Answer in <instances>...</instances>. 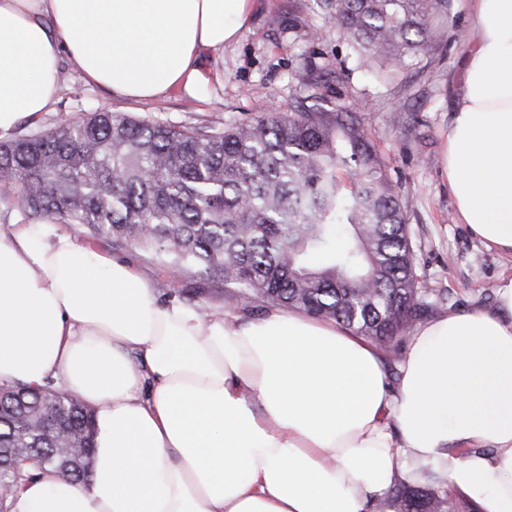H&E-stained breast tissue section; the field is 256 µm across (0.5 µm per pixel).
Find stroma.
Returning <instances> with one entry per match:
<instances>
[{"mask_svg":"<svg viewBox=\"0 0 512 512\" xmlns=\"http://www.w3.org/2000/svg\"><path fill=\"white\" fill-rule=\"evenodd\" d=\"M476 25L471 0H450L432 58L389 80L358 69L348 44L329 25L321 0H253L238 39L221 51L200 53L196 66L204 81L195 93L176 89L154 99H129L68 68L48 112L22 121L15 132L29 134L95 111L157 116L193 126L215 119L242 122L263 112H297L312 105L327 111L339 104L359 105L366 114L367 135L402 199L418 286L435 314L490 309L498 283L512 278V257L486 247L460 223L443 169ZM340 70L346 71L345 79H337ZM66 230L80 243L133 263L160 300L174 298L208 315L227 309L244 320L260 315L244 303L229 308L220 288L172 278L137 248L112 247L77 224Z\"/></svg>","mask_w":512,"mask_h":512,"instance_id":"obj_1","label":"stroma"}]
</instances>
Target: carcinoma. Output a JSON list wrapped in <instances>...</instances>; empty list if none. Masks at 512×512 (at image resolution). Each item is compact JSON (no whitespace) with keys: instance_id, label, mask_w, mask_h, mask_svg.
Listing matches in <instances>:
<instances>
[{"instance_id":"cac0c4a2","label":"carcinoma","mask_w":512,"mask_h":512,"mask_svg":"<svg viewBox=\"0 0 512 512\" xmlns=\"http://www.w3.org/2000/svg\"><path fill=\"white\" fill-rule=\"evenodd\" d=\"M449 0H323L359 67L394 75L429 54ZM363 113L310 107L198 126L123 112L0 141V199L132 246L232 301L334 320L379 345L432 313L417 287L405 210ZM92 415L51 387L0 388V512L47 474L85 481ZM374 512H480L396 477Z\"/></svg>"}]
</instances>
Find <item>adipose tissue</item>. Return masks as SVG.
Instances as JSON below:
<instances>
[{"mask_svg":"<svg viewBox=\"0 0 512 512\" xmlns=\"http://www.w3.org/2000/svg\"><path fill=\"white\" fill-rule=\"evenodd\" d=\"M250 5L0 0V132L49 110L65 60L122 97L195 88ZM476 9L445 172L460 221L512 256V0ZM398 372L336 322L206 316L54 219L0 224V386L54 383L96 430L85 482L32 480L9 512H367L427 471L512 512V279L493 310L416 324Z\"/></svg>","mask_w":512,"mask_h":512,"instance_id":"1","label":"adipose tissue"}]
</instances>
